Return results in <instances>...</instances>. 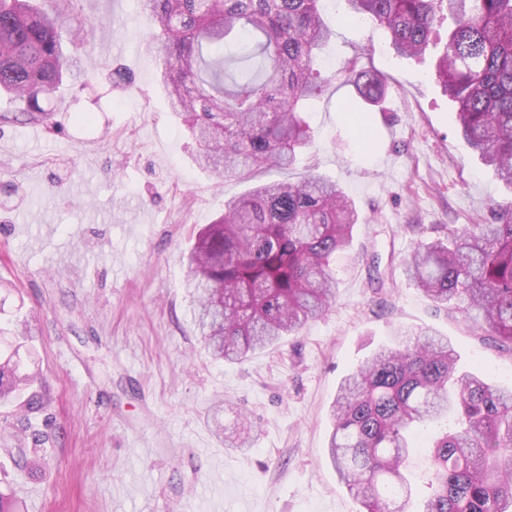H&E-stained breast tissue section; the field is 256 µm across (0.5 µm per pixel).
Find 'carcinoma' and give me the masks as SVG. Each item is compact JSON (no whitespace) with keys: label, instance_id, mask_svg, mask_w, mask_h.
Listing matches in <instances>:
<instances>
[{"label":"carcinoma","instance_id":"obj_1","mask_svg":"<svg viewBox=\"0 0 512 512\" xmlns=\"http://www.w3.org/2000/svg\"><path fill=\"white\" fill-rule=\"evenodd\" d=\"M0 0V93L24 105L11 117L43 122L40 99L76 78L59 28L80 26L76 0ZM323 0H139L154 26L146 50L162 63L171 111L200 146L199 167L245 182L296 167L311 140L305 119L334 29ZM343 21L370 20L396 57H420L448 14L453 27L436 80L455 103L457 133L512 187V0H341ZM334 78L362 102L385 75L349 59ZM359 221L336 182L311 173L267 181L224 204L197 234L186 288L211 356L234 363L299 331L336 296L332 267ZM405 272L436 304L475 313L481 335L512 353V207L495 224L450 225L419 242ZM35 378L0 361V405L17 403L20 430L45 409ZM328 453L363 512H409V472L425 448L427 493L417 512H508L512 507V388L459 368L447 338L399 330L341 382Z\"/></svg>","mask_w":512,"mask_h":512}]
</instances>
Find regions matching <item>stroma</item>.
<instances>
[{"mask_svg":"<svg viewBox=\"0 0 512 512\" xmlns=\"http://www.w3.org/2000/svg\"><path fill=\"white\" fill-rule=\"evenodd\" d=\"M76 10L112 37L87 32L79 84L51 99L55 125L0 121V281L12 285L0 322L33 319L21 369L42 375L48 406L31 422L51 436L20 471L15 416L0 407V492L20 512H360L329 459L330 407L397 326L447 336L460 368L512 386V354L404 271L420 238L512 207V190L458 138L435 79L447 19L417 59L392 56L372 22L336 26L299 164L335 181L360 215L336 258V300L298 334L229 364L196 333L185 255L246 186L195 164L144 50L138 0H78ZM357 54L387 76L371 112L333 78ZM113 66L132 83H113ZM79 112L94 122L76 123ZM236 411L254 425L242 448L216 432Z\"/></svg>","mask_w":512,"mask_h":512,"instance_id":"35a3bbf8","label":"stroma"}]
</instances>
